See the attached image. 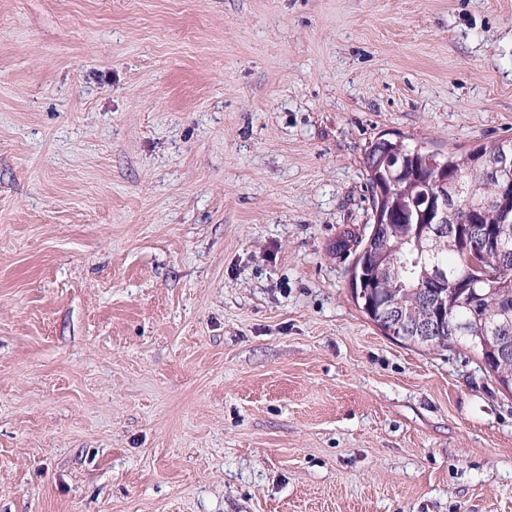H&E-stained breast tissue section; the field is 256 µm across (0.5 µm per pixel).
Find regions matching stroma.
<instances>
[{"mask_svg": "<svg viewBox=\"0 0 512 512\" xmlns=\"http://www.w3.org/2000/svg\"><path fill=\"white\" fill-rule=\"evenodd\" d=\"M383 134L512 139V0H0V512H512L351 297Z\"/></svg>", "mask_w": 512, "mask_h": 512, "instance_id": "1", "label": "stroma"}]
</instances>
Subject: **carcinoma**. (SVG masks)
<instances>
[{"mask_svg": "<svg viewBox=\"0 0 512 512\" xmlns=\"http://www.w3.org/2000/svg\"><path fill=\"white\" fill-rule=\"evenodd\" d=\"M394 154L410 165H421L427 151L404 142L394 145ZM503 154H512V140L497 141L479 151L436 158L437 165L458 176L465 188L462 196L472 195L481 202L494 197L498 180L493 165ZM372 207L390 211L392 228L378 240V248L388 260L389 273L374 287L383 289V301L399 306L412 317L429 310L422 298L429 285L434 265L448 269V287L432 291L448 313L443 315L437 337L422 340L407 330V342L425 348H446L460 344L474 352L493 374L502 389L512 393V359L492 365L488 353L474 345L473 336H492L503 324L512 326V208L496 201L471 211L472 203L448 211V229L440 239L417 247L412 233L424 220V212L435 204L442 172H427L420 182L401 181L390 185V196H379L378 176L374 174L372 154L366 156ZM496 240L498 249H485L488 239Z\"/></svg>", "mask_w": 512, "mask_h": 512, "instance_id": "1", "label": "carcinoma"}]
</instances>
